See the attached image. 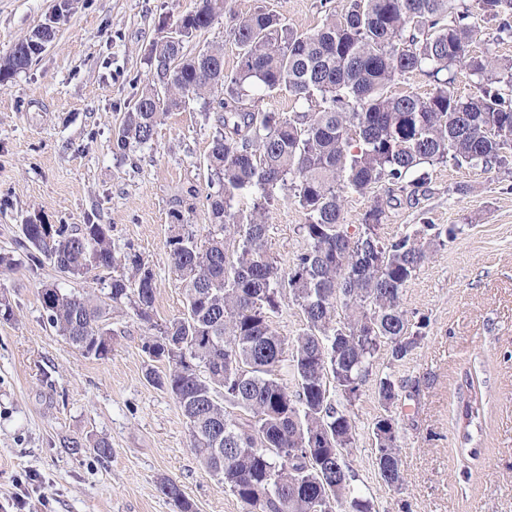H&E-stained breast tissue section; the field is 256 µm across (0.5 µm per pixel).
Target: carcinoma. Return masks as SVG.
Wrapping results in <instances>:
<instances>
[{"mask_svg":"<svg viewBox=\"0 0 512 512\" xmlns=\"http://www.w3.org/2000/svg\"><path fill=\"white\" fill-rule=\"evenodd\" d=\"M226 13L227 0H195L155 42L157 85L142 89L112 141V152L124 156L152 141L160 116L186 98L222 94L217 122L229 133L218 132L207 157L210 181L219 184L208 198V232L198 240L175 212L178 229L167 242L185 289V312L154 323L155 276L132 249L123 255L130 275L110 277L104 296L44 287L40 303L48 324L85 357L103 359L112 351L109 306L128 302L157 330L142 349L168 361L169 370L161 375L150 368L146 377L175 398L201 464L244 512H377L355 486L347 461L357 430L350 407L381 347L399 362L420 346L428 321L408 316L404 290L456 228L423 224L412 235L385 240L377 233L385 210L376 203L351 233L344 197L382 182L397 185L423 164L452 161L486 171L507 164L512 146L503 137L512 135V97L499 83L503 76L512 83V63L498 68L471 44L480 18L497 23L499 39L512 38V0H348L310 35L295 33L263 9L232 15L241 55L233 73L224 71L221 47L184 52L185 39ZM33 59L31 49L12 50L0 59V82ZM458 69L479 78L465 98L453 87ZM414 71L432 80L429 93L388 91ZM254 83L297 100L318 95L321 109L288 118L248 111L243 96ZM288 181L307 217L308 247L284 269L267 255L265 213L273 188ZM254 188L260 197L251 213L232 211L234 199ZM17 247L66 277L109 273L118 262L109 227L93 221L25 224ZM287 297L306 320L292 348V390L278 377L287 338L271 322ZM340 308L347 312L342 321L336 319ZM170 347L185 352L186 360H170ZM328 374L339 402L326 394ZM467 384L474 398L458 411L466 441L482 410L472 377ZM402 388L389 375L378 380L384 413L371 428L379 477L398 492L404 474L392 406ZM273 469L280 471L279 484L268 489ZM161 490L176 512H193L176 483L167 481Z\"/></svg>","mask_w":512,"mask_h":512,"instance_id":"1","label":"carcinoma"}]
</instances>
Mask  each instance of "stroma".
Instances as JSON below:
<instances>
[{"label":"stroma","instance_id":"1","mask_svg":"<svg viewBox=\"0 0 512 512\" xmlns=\"http://www.w3.org/2000/svg\"><path fill=\"white\" fill-rule=\"evenodd\" d=\"M347 0H229L232 12L262 8L300 34L314 33ZM55 0H0V58L48 21ZM194 0H75L56 37L23 71L0 83V254L19 259L0 274V299L12 314L0 318V512H11L24 493L26 512H174L160 486L175 482L195 512H243L219 477L195 454L174 398L148 383L145 372L168 364L142 350L150 330L131 305L112 308V351L84 357L46 322L39 292L55 284L96 293L92 278H66L52 265L31 268L16 242L23 225H109L112 247L142 255L155 274L153 319L181 316L185 290L172 272L167 241L173 213L205 237L209 182L206 159L217 134L216 107L196 100L162 116L153 140L128 155L112 152L118 119L151 81L149 62L161 25H175ZM224 49V69L239 65L227 19L218 18L185 42ZM249 110L289 117L314 112L317 101L249 87ZM410 192L382 184L347 195L343 217L361 224L373 203L386 217L379 227L392 240L422 224H453L454 239L436 249L408 283L404 307L427 317L426 336L414 355L391 362L380 349L364 392L351 409L357 425L350 461L357 485L379 512H512V172L507 169L422 165L409 175ZM305 213L290 185L272 192L267 207V253L288 266L304 251ZM476 371L485 417L471 426L480 464L464 475L458 458L457 405L462 377ZM404 382L397 408L405 484L388 489L374 466L371 427L381 407L380 376ZM82 440L79 448L67 439ZM112 445L110 458L91 441ZM35 479L18 490L15 478Z\"/></svg>","mask_w":512,"mask_h":512}]
</instances>
